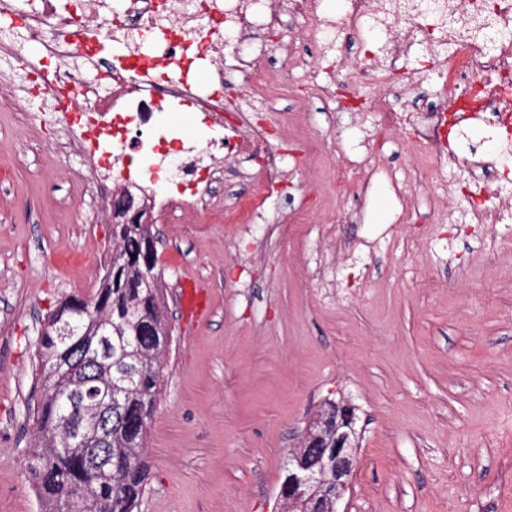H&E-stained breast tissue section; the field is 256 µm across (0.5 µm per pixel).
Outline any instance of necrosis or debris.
<instances>
[{
    "mask_svg": "<svg viewBox=\"0 0 512 512\" xmlns=\"http://www.w3.org/2000/svg\"><path fill=\"white\" fill-rule=\"evenodd\" d=\"M15 2L0 0V67L22 55L11 25L20 18L27 42L54 70L29 68L19 85L37 81L41 101L78 129L75 146L96 171L111 172L135 197L151 189L159 215L187 206L208 220L218 166L241 153L258 164L255 199L283 186V160L303 169L325 152L341 158L337 186L364 202L369 181L355 144L313 139L289 157L272 142L280 88L354 110L361 142L409 132L428 156L409 180L446 182L452 201L433 211L432 223L482 226L491 254L512 250V237L497 230L512 222V0H346L337 20L322 12V0H78L73 11L57 0H23L20 9ZM83 16L97 31L80 24ZM290 16L302 18L299 31L288 30ZM103 33L124 50L108 62L101 89L76 72L98 57ZM353 47L363 58L337 66L338 54ZM275 53L286 59L278 74L269 65ZM205 61L215 69L202 89L191 75ZM432 73L443 80L439 96L423 108L402 107ZM174 106L197 114L200 130L169 125ZM474 119L481 133L471 132ZM131 153L146 159L139 172L117 165Z\"/></svg>",
    "mask_w": 512,
    "mask_h": 512,
    "instance_id": "1",
    "label": "necrosis or debris"
}]
</instances>
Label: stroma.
Masks as SVG:
<instances>
[{
    "instance_id": "stroma-1",
    "label": "stroma",
    "mask_w": 512,
    "mask_h": 512,
    "mask_svg": "<svg viewBox=\"0 0 512 512\" xmlns=\"http://www.w3.org/2000/svg\"><path fill=\"white\" fill-rule=\"evenodd\" d=\"M291 113L276 137L352 139L346 112ZM53 118L26 124L0 108V512H40L24 469L40 397L33 357L46 313L94 295L112 252L110 200L118 185L57 144ZM337 157L295 174L272 196L267 222L307 197L336 215ZM257 163L224 164L211 196L252 194ZM374 184L358 223L343 227L372 248L317 268L252 224H203L191 209L157 222L165 313L173 328L164 384L147 438L148 489L137 512H277L288 450L326 401L358 416L357 464L340 512H512V256H484L472 227L443 251L429 219L437 189ZM203 282L211 313L187 324L183 279Z\"/></svg>"
}]
</instances>
